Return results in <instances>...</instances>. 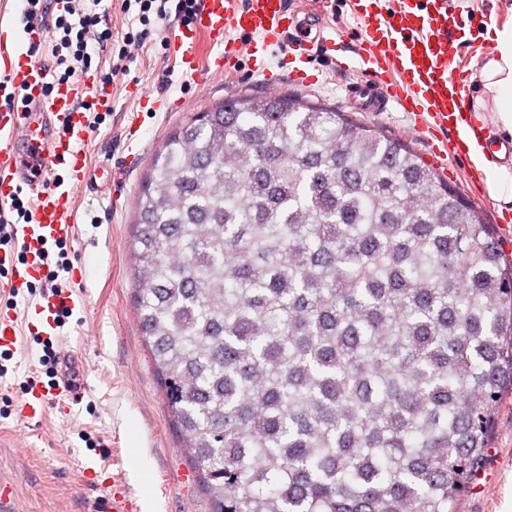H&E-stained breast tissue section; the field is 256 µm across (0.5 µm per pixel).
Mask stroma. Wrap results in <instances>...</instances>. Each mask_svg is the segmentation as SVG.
<instances>
[{"mask_svg": "<svg viewBox=\"0 0 512 512\" xmlns=\"http://www.w3.org/2000/svg\"><path fill=\"white\" fill-rule=\"evenodd\" d=\"M494 25L466 26L457 34L456 61L467 71L465 91L475 94L480 76L472 66L484 45L495 42L497 30L512 26V0H497ZM176 22L161 26L133 52L126 76L112 85V110L91 129L84 146L88 163L111 162L120 177L111 196L80 193L73 222L78 237L69 241L73 266L84 278L73 314L53 337L61 359L72 362L83 383V397L71 412L48 411L41 419H20L16 407L22 386L35 376L51 378L41 364L43 346L29 331L0 377V399L11 407L0 414V482L10 483L12 512H91L94 497L106 485L91 486L83 467L109 468L111 473L139 467L131 490L158 501L160 512H212L197 474L182 454L136 318L133 258L135 208L154 155L169 132L189 120L186 112L151 111L149 104L129 95L135 84L150 97H184L202 112L239 93L267 95L262 76L214 74L203 81L185 75L181 52L173 40ZM321 76L307 87L282 77L279 95H298L335 108L352 110L346 100V77L336 65L315 60ZM193 111V112H194ZM512 477V393L494 413L492 451L472 491L461 502L462 512H500L505 484Z\"/></svg>", "mask_w": 512, "mask_h": 512, "instance_id": "35a3bbf8", "label": "stroma"}]
</instances>
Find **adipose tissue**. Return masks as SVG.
Here are the masks:
<instances>
[{"label": "adipose tissue", "instance_id": "ef3b65f1", "mask_svg": "<svg viewBox=\"0 0 512 512\" xmlns=\"http://www.w3.org/2000/svg\"><path fill=\"white\" fill-rule=\"evenodd\" d=\"M482 94L492 95L497 125L512 133V28L498 31L493 58L483 70ZM473 165L486 173L491 194L497 200H512V169L493 161L476 140H469Z\"/></svg>", "mask_w": 512, "mask_h": 512}]
</instances>
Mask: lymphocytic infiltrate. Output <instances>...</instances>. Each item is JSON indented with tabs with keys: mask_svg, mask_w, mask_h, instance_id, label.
<instances>
[{
	"mask_svg": "<svg viewBox=\"0 0 512 512\" xmlns=\"http://www.w3.org/2000/svg\"><path fill=\"white\" fill-rule=\"evenodd\" d=\"M26 17H52L48 28L55 59L53 79L63 83L89 72L94 65L95 47L111 46L115 60L109 71L101 73V82L112 85L115 77L125 73L132 51L154 33L158 25L176 20L190 25L200 0H119V10L134 15L138 30L113 37L111 30L102 28L103 15L96 8L82 5L81 0H60L58 9H49L47 0H21Z\"/></svg>",
	"mask_w": 512,
	"mask_h": 512,
	"instance_id": "f902f5d3",
	"label": "lymphocytic infiltrate"
}]
</instances>
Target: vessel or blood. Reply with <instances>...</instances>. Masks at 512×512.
Returning a JSON list of instances; mask_svg holds the SVG:
<instances>
[{
	"label": "vessel or blood",
	"instance_id": "b4317fda",
	"mask_svg": "<svg viewBox=\"0 0 512 512\" xmlns=\"http://www.w3.org/2000/svg\"><path fill=\"white\" fill-rule=\"evenodd\" d=\"M364 24L359 34L329 33L319 4L298 7L291 0H202L191 25L176 39L180 64L193 79L236 71L248 63L265 75L269 85L279 77L266 61L269 47L283 46L301 86L314 82L306 68L313 57L330 56L340 45H353L359 66L351 70L347 97L365 112L397 107L414 121L420 134H430L438 168L466 161L468 148L459 135L460 123H470L476 137L491 151L512 158V137L492 134L489 126L472 121L462 77L453 73L459 53L457 32L466 20L491 24L497 18L493 0H473L462 15L454 0H351ZM45 29L38 21L16 24L12 39L0 38V98L15 96L12 108L0 110V204L26 193L34 198L28 222L12 225L15 243L25 254L17 263L0 251V266L9 269L0 281V296H16L45 274L50 247L75 235L72 209L76 190H102L112 184V169H90L80 150L87 141L89 115L78 102L92 97L98 111L112 109V91L91 75L54 84L48 69L26 52L39 43ZM68 288H52L36 306L0 307V351H14L20 323L39 320L41 333L53 336L58 310L72 306ZM73 385L64 389L42 384L29 387L20 417H42L51 408L67 410L78 401ZM96 512H138L122 476L112 478L109 493L98 496Z\"/></svg>",
	"mask_w": 512,
	"mask_h": 512
}]
</instances>
